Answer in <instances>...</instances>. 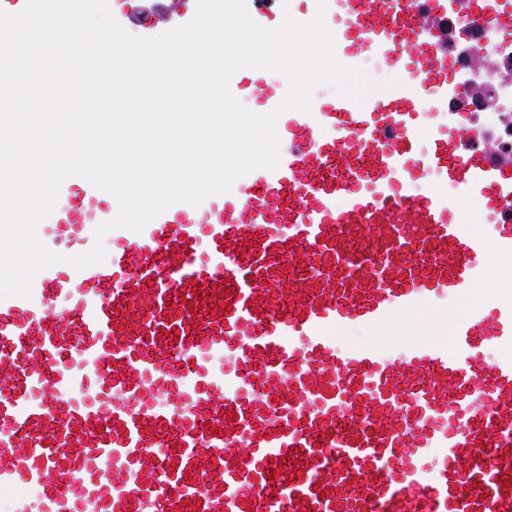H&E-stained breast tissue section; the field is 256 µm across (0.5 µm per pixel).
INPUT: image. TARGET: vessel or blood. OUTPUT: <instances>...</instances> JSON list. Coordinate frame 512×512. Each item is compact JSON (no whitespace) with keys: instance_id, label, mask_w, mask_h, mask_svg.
I'll list each match as a JSON object with an SVG mask.
<instances>
[{"instance_id":"vessel-or-blood-1","label":"vessel or blood","mask_w":512,"mask_h":512,"mask_svg":"<svg viewBox=\"0 0 512 512\" xmlns=\"http://www.w3.org/2000/svg\"><path fill=\"white\" fill-rule=\"evenodd\" d=\"M184 2L129 19L180 26ZM294 2L245 5L268 29L323 15L341 64L397 86L288 112L276 169L0 300L9 512H512V304L447 307L512 255V159L448 109L452 0ZM56 208L55 241L87 249L115 216L87 182ZM424 305L438 340L336 343Z\"/></svg>"}]
</instances>
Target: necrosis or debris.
<instances>
[{
	"mask_svg": "<svg viewBox=\"0 0 512 512\" xmlns=\"http://www.w3.org/2000/svg\"><path fill=\"white\" fill-rule=\"evenodd\" d=\"M478 0H462L448 21V66L461 82L448 109L465 112L476 143L512 155V29L475 22Z\"/></svg>",
	"mask_w": 512,
	"mask_h": 512,
	"instance_id": "necrosis-or-debris-1",
	"label": "necrosis or debris"
}]
</instances>
